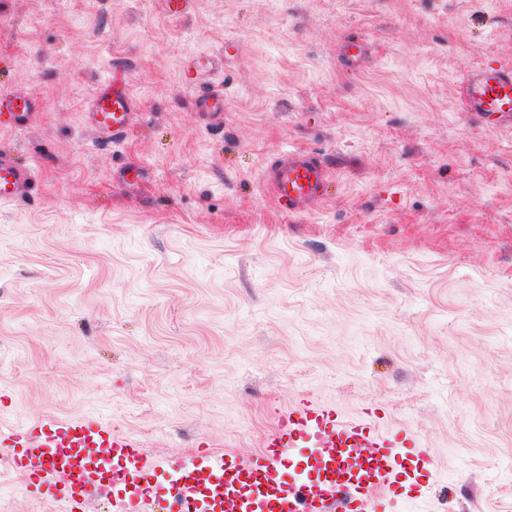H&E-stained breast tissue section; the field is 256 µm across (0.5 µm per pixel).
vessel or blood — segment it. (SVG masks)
<instances>
[{"mask_svg":"<svg viewBox=\"0 0 512 512\" xmlns=\"http://www.w3.org/2000/svg\"><path fill=\"white\" fill-rule=\"evenodd\" d=\"M214 57L193 58L186 81L194 88V111L220 113L224 92L205 86L206 77L219 71ZM459 93L464 112L477 122L498 129L512 127V66H459ZM44 111L42 101L15 87H0V129L23 131L33 126ZM139 118L138 102L126 79L95 88L87 122L102 145L125 140ZM265 187L284 211L301 214L312 211L331 193L329 167L319 155L303 150L277 154L265 168ZM34 193L29 166L11 148L0 147V203L20 202ZM109 449L122 474L137 475L164 469L169 461L149 454L140 441L113 430L93 418L76 422L45 419L34 424L0 430V464L25 473L31 455L42 459L38 478L52 496L89 500L97 481L85 462L91 447ZM367 449L365 458L354 451ZM309 451L316 472L312 481H301L288 470L291 457ZM418 465L430 462L420 448H400L395 438L381 433L373 420L349 419L336 409L304 401L284 414L268 436L262 451L245 464L234 458L209 454V463L193 467L201 481L223 484L214 494V506L236 512L239 499L268 504V512H380L391 488L398 483L401 458ZM69 468L71 480L57 484L59 468Z\"/></svg>","mask_w":512,"mask_h":512,"instance_id":"vessel-or-blood-1","label":"vessel or blood"}]
</instances>
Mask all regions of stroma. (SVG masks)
<instances>
[{
  "instance_id": "1",
  "label": "stroma",
  "mask_w": 512,
  "mask_h": 512,
  "mask_svg": "<svg viewBox=\"0 0 512 512\" xmlns=\"http://www.w3.org/2000/svg\"><path fill=\"white\" fill-rule=\"evenodd\" d=\"M229 39L218 122L184 72ZM465 58L512 63V0H0V72L45 106L0 131L36 190L0 204V428L245 459L313 398L416 435L414 512H512V129L460 111ZM119 62L140 117L106 150L84 110ZM297 149L333 186L291 216L263 168ZM61 506L0 465V512Z\"/></svg>"
}]
</instances>
